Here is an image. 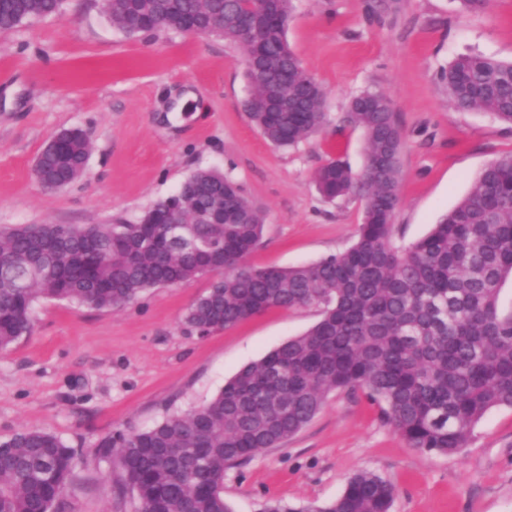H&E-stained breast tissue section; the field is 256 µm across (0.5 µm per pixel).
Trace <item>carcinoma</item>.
<instances>
[{
  "mask_svg": "<svg viewBox=\"0 0 512 512\" xmlns=\"http://www.w3.org/2000/svg\"><path fill=\"white\" fill-rule=\"evenodd\" d=\"M62 0H6L0 31L59 13ZM248 10L262 33L240 27ZM113 26L131 36L177 32L195 18L205 36L245 51L247 112L274 146L289 148L328 122L324 91L287 41L291 0H106ZM438 82L462 111L479 110L512 126V62L462 55ZM283 108L263 112L257 100ZM300 108L288 111L289 105ZM365 136L366 163L356 174L332 158L314 174L328 201H363L355 241L344 251L292 268L254 266L248 256L263 233V211L231 178L198 169L177 192L134 223L0 228V350L26 336L34 303L66 300L120 309L150 289L215 275L186 310L199 334L225 330L271 309L315 307L320 319L242 369L209 402L145 430L101 436L92 457L118 468L137 512H232L224 472L306 427L335 391H360L407 445L456 455L484 415L512 407V309L499 301L512 276V154L489 163L467 197L421 239L395 243L403 136L390 99L354 96L341 117ZM40 152L35 176L62 189L78 179L90 145L62 130ZM220 207L224 223L199 224ZM175 215L186 241L159 223ZM80 454L56 434L21 429L0 441V512H52L79 478ZM395 486L360 471L320 506L279 503L266 512H390Z\"/></svg>",
  "mask_w": 512,
  "mask_h": 512,
  "instance_id": "cac0c4a2",
  "label": "carcinoma"
}]
</instances>
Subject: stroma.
I'll return each mask as SVG.
<instances>
[{"mask_svg":"<svg viewBox=\"0 0 512 512\" xmlns=\"http://www.w3.org/2000/svg\"><path fill=\"white\" fill-rule=\"evenodd\" d=\"M287 40L325 90V129L292 148L250 122L241 47L217 36L130 37L104 0H64L56 16L0 32V226L136 221L191 172L233 178L265 213L257 266H297L354 240L363 204L327 201L313 182L329 158L365 162L361 130L339 118L364 91L388 96L405 143L395 241L413 242L466 197L485 166L512 152V127L452 106L437 80L455 57L512 61V0L461 11L457 0H292ZM81 129L85 174L49 191L34 162L60 130ZM212 281L153 288L95 310L38 300L30 335L0 352V440L22 428L76 448L118 428L144 429L210 400L244 365L316 323L315 308L272 309L207 336L182 322ZM371 470L397 488L393 512H512V408L491 409L448 457L408 447L363 393L331 394L277 448L224 473L233 512L321 505ZM107 463L80 468L56 512H136Z\"/></svg>","mask_w":512,"mask_h":512,"instance_id":"35a3bbf8","label":"stroma"}]
</instances>
